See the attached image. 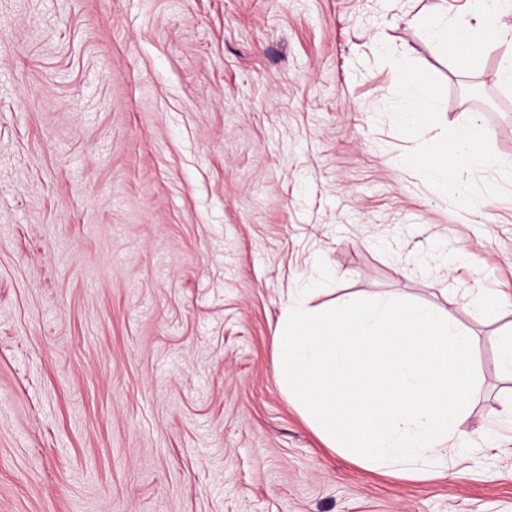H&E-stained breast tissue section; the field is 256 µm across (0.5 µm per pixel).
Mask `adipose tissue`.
Here are the masks:
<instances>
[{"label":"adipose tissue","instance_id":"adipose-tissue-1","mask_svg":"<svg viewBox=\"0 0 512 512\" xmlns=\"http://www.w3.org/2000/svg\"><path fill=\"white\" fill-rule=\"evenodd\" d=\"M476 22L457 28H449L447 18H438L430 28V37L436 48H443L449 40H456L462 51H469L483 43L490 28L502 24L507 10L502 9L501 0H473ZM394 67L400 89L401 108L397 119L401 125L426 128L432 123L438 89L426 76L407 68L402 61ZM456 150L452 159L425 167V177L436 182L447 193H457L462 180H482L486 170L483 147L484 137L475 126H462L454 130Z\"/></svg>","mask_w":512,"mask_h":512}]
</instances>
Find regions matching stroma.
Listing matches in <instances>:
<instances>
[{
    "instance_id": "stroma-1",
    "label": "stroma",
    "mask_w": 512,
    "mask_h": 512,
    "mask_svg": "<svg viewBox=\"0 0 512 512\" xmlns=\"http://www.w3.org/2000/svg\"><path fill=\"white\" fill-rule=\"evenodd\" d=\"M467 0H0V512H512V378L473 270L512 297V36L467 67ZM439 87L399 126L391 58ZM476 124L447 195L409 167ZM399 296L478 336L448 469H362L277 381L273 336ZM456 150L451 160L425 166V177L445 193L456 194L463 176L471 182L482 180L486 170L484 137L475 126H460L453 132ZM469 296L471 305L482 320L487 322L499 320L505 307L503 299L487 293L477 279L473 281L472 288H469Z\"/></svg>"
}]
</instances>
